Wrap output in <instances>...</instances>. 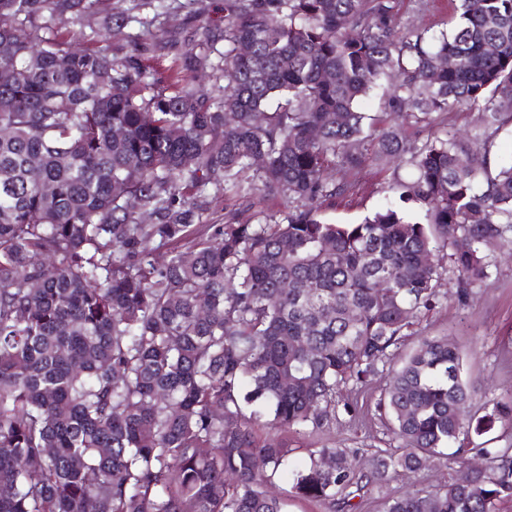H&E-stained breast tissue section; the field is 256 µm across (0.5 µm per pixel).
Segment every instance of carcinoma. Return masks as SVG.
<instances>
[{
  "instance_id": "cac0c4a2",
  "label": "carcinoma",
  "mask_w": 512,
  "mask_h": 512,
  "mask_svg": "<svg viewBox=\"0 0 512 512\" xmlns=\"http://www.w3.org/2000/svg\"><path fill=\"white\" fill-rule=\"evenodd\" d=\"M459 2L435 38L398 0H225L163 81L101 43L129 22L101 0H0V512H285L269 490L285 470L296 496L355 512L389 472L470 453L464 479L382 512L512 498V446L460 440L512 427V399L472 419L445 336L394 365L442 276L463 303L486 251L512 244V163L475 164L448 130L477 109L487 151L512 123V0ZM394 73L387 106L427 131L419 146L361 110ZM402 162L415 178L388 188L419 216L322 218L353 188L328 170ZM207 193L256 222L207 223ZM272 197L288 208H261ZM377 375L395 451L365 472L326 442L290 465L289 435Z\"/></svg>"
}]
</instances>
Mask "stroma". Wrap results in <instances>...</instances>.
<instances>
[{"label": "stroma", "instance_id": "stroma-1", "mask_svg": "<svg viewBox=\"0 0 512 512\" xmlns=\"http://www.w3.org/2000/svg\"><path fill=\"white\" fill-rule=\"evenodd\" d=\"M108 13H126L133 20L127 28L129 38L121 42L122 50H130V38L142 32L140 22L149 19L154 39L144 40L148 55L157 58L160 69L176 68L180 62L173 43L184 42L198 33L205 21H217L224 15V0H202V15L178 7L175 0L163 6H136L134 0H103ZM401 18L409 27H428L434 32L449 30L455 20L454 0H434L430 11L417 13L410 0H401ZM388 171L375 165L364 166L354 176L357 195L351 204L323 209L322 217L330 223H350L364 214L381 208L391 193L385 192ZM488 276L476 282L466 302L456 297V277L443 275L439 285L440 304L420 317L404 341L403 350H410L424 336H445L458 347L465 358L466 374L480 390L473 403L474 411H482L491 399L512 396V249L495 247L488 252ZM383 379L376 378L366 387L343 390L342 405L336 410V423L327 433L306 435L308 448L320 447L330 439L342 448L358 449L360 468L371 469L380 451L395 449L397 442L387 428V421L375 410ZM461 469L455 464L438 462L426 465L409 476L391 477L383 487H374L361 500L360 512H381L384 495L405 491H431L459 478Z\"/></svg>", "mask_w": 512, "mask_h": 512}]
</instances>
